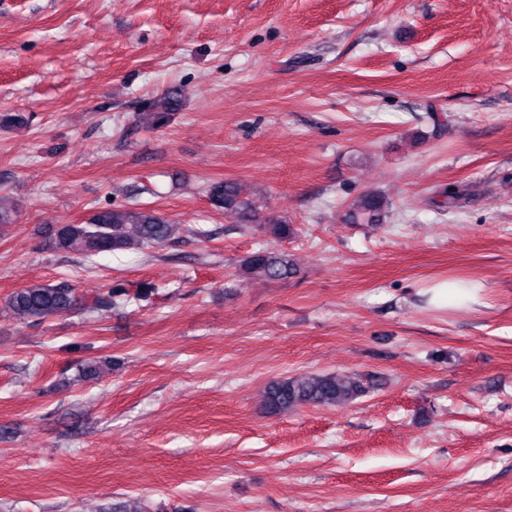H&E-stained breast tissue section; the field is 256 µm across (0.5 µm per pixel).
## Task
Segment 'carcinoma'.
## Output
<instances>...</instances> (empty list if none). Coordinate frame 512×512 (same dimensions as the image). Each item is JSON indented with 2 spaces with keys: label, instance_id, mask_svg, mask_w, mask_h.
<instances>
[{
  "label": "carcinoma",
  "instance_id": "obj_1",
  "mask_svg": "<svg viewBox=\"0 0 512 512\" xmlns=\"http://www.w3.org/2000/svg\"><path fill=\"white\" fill-rule=\"evenodd\" d=\"M180 102V93L172 89L155 99L143 114V120L153 127L169 123ZM440 208L460 207L463 194L450 185L439 192ZM211 204L236 216L238 223H254L255 202L240 197L232 181L214 182L208 188ZM17 204L0 195V226L15 223ZM389 213V203L379 192H367L353 200L349 207L351 224H383ZM265 237L276 241L295 234L293 225L283 219H273L260 225ZM178 225L164 215L141 207H102L93 212L84 224H61L53 232L54 249L85 257L115 253L132 247L162 245L175 238ZM241 274L267 281L291 279L297 274L293 259L286 253L262 248L247 256L240 265ZM128 294L121 288L98 292L89 298L76 293L71 286L59 283H33L12 292L4 303L10 318L20 322H36L70 312L76 308L108 311L127 302ZM367 392L363 376L358 373H326L309 377H293L272 381L264 395V412L277 415L296 407L335 406L351 402Z\"/></svg>",
  "mask_w": 512,
  "mask_h": 512
}]
</instances>
